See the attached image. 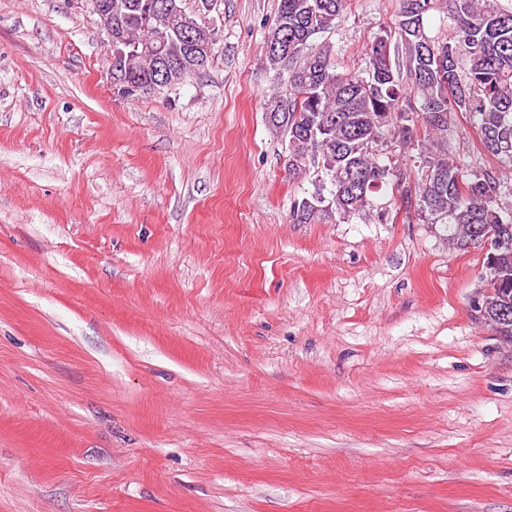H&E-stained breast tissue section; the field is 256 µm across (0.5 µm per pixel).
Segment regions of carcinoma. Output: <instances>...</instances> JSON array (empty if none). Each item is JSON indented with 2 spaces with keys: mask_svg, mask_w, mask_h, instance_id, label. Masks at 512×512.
Instances as JSON below:
<instances>
[{
  "mask_svg": "<svg viewBox=\"0 0 512 512\" xmlns=\"http://www.w3.org/2000/svg\"><path fill=\"white\" fill-rule=\"evenodd\" d=\"M112 0V58L122 54L124 81L112 85L130 98L175 89L200 69L189 42L206 45L211 63L216 31L211 0ZM445 6L453 21L445 36L431 34L432 13ZM348 0H280L264 42L266 66L288 71L290 92L268 100V127L288 138L284 166L291 178L317 170L312 188L294 199L297 224L363 218L379 194L395 189L415 200V214L443 227L448 245L467 251L473 228L491 235L493 269L475 294L481 318L512 344V204L491 172L470 173L450 159L453 116H469L483 152L512 163V2L399 0L398 36L375 35L365 74L340 72L332 42L314 39L336 28ZM412 80L421 115L407 100ZM423 125H418V119ZM421 147L418 177L383 152L387 138Z\"/></svg>",
  "mask_w": 512,
  "mask_h": 512,
  "instance_id": "obj_1",
  "label": "carcinoma"
}]
</instances>
